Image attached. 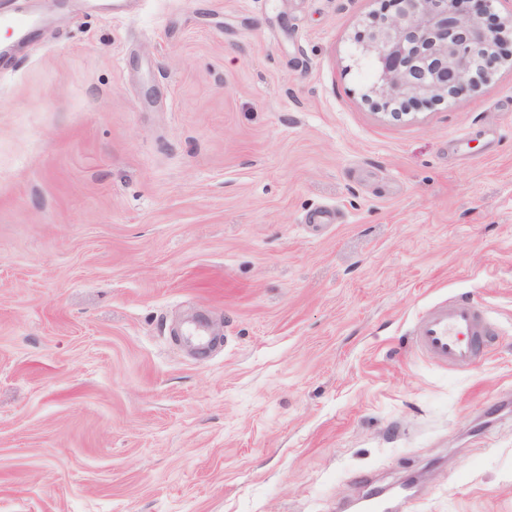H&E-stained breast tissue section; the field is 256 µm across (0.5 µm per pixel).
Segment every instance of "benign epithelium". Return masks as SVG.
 I'll return each instance as SVG.
<instances>
[{
  "label": "benign epithelium",
  "mask_w": 512,
  "mask_h": 512,
  "mask_svg": "<svg viewBox=\"0 0 512 512\" xmlns=\"http://www.w3.org/2000/svg\"><path fill=\"white\" fill-rule=\"evenodd\" d=\"M364 26L355 49L375 63L368 99L394 119L415 106L443 102L486 81L512 20L492 22V0H387Z\"/></svg>",
  "instance_id": "obj_1"
}]
</instances>
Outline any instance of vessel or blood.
<instances>
[{
	"label": "vessel or blood",
	"mask_w": 512,
	"mask_h": 512,
	"mask_svg": "<svg viewBox=\"0 0 512 512\" xmlns=\"http://www.w3.org/2000/svg\"><path fill=\"white\" fill-rule=\"evenodd\" d=\"M414 334L419 349L433 360L464 366L488 352L492 326L472 300L453 298L426 309Z\"/></svg>",
	"instance_id": "obj_1"
}]
</instances>
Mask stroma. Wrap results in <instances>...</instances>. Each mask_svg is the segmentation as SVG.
<instances>
[{
	"label": "stroma",
	"instance_id": "1",
	"mask_svg": "<svg viewBox=\"0 0 512 512\" xmlns=\"http://www.w3.org/2000/svg\"><path fill=\"white\" fill-rule=\"evenodd\" d=\"M382 0H0V512H512V59L397 120ZM496 327L443 367L442 300ZM198 322L212 345L183 330ZM492 326L470 299L453 298L426 309L415 325L420 350L442 365H469L489 350Z\"/></svg>",
	"mask_w": 512,
	"mask_h": 512
}]
</instances>
